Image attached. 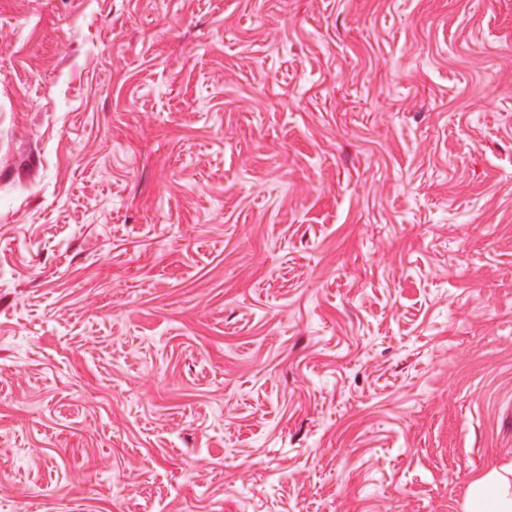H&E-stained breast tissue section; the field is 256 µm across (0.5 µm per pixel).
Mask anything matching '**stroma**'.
<instances>
[{
  "label": "stroma",
  "mask_w": 512,
  "mask_h": 512,
  "mask_svg": "<svg viewBox=\"0 0 512 512\" xmlns=\"http://www.w3.org/2000/svg\"><path fill=\"white\" fill-rule=\"evenodd\" d=\"M506 463L512 0H0V512Z\"/></svg>",
  "instance_id": "35a3bbf8"
}]
</instances>
